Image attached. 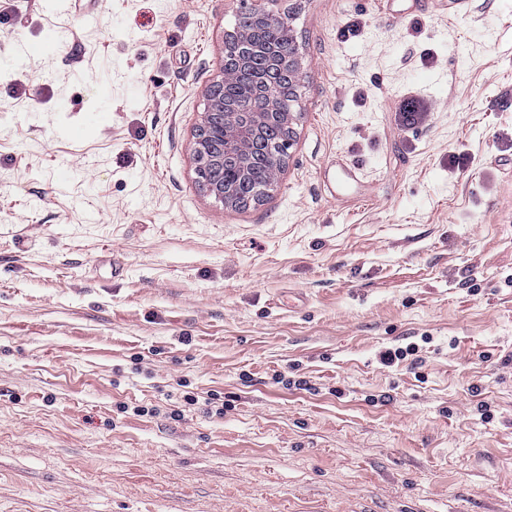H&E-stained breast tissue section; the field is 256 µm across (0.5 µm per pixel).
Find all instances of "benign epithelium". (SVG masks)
<instances>
[{"mask_svg":"<svg viewBox=\"0 0 512 512\" xmlns=\"http://www.w3.org/2000/svg\"><path fill=\"white\" fill-rule=\"evenodd\" d=\"M236 39L230 48L240 65H250L254 80L265 82L263 70L247 52L250 32L235 28ZM288 74L300 76L302 60L295 44H290L285 56ZM234 76L231 65L223 69L222 77L208 90L207 105L201 113L192 142L195 172L201 189L226 209H236L261 201V196L247 182L250 169L269 165L273 172L281 170L293 137L294 112L283 111L278 102L269 96L256 104L242 107L224 100V82ZM237 172L238 179L224 182V167Z\"/></svg>","mask_w":512,"mask_h":512,"instance_id":"7a95c632","label":"benign epithelium"}]
</instances>
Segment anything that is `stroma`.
<instances>
[{
    "label": "stroma",
    "mask_w": 512,
    "mask_h": 512,
    "mask_svg": "<svg viewBox=\"0 0 512 512\" xmlns=\"http://www.w3.org/2000/svg\"><path fill=\"white\" fill-rule=\"evenodd\" d=\"M258 3L294 141L227 209ZM0 512H512V0H0ZM247 13H242L239 18L235 22V32H236V39L232 45L228 47V44H224V58H225V50L228 49H235V59L240 62V66L244 65H250L252 66V69L254 70L255 76L253 77L256 81L257 85H262L264 82H266L264 77V72L259 66L256 65L253 57L251 54L247 52V47H249L250 44V32L247 29L239 28L237 27V22L241 26H247L248 25V17ZM287 23H278L275 26H270L263 32L262 38L264 41L271 43L282 51L288 50V55L285 56V65L288 67V75L300 77L302 70V60L298 53L293 36L290 34ZM290 45V46H289ZM233 76L234 67L226 65L221 79L208 90L207 105L192 142L199 186L227 209L261 201L262 197L250 190L247 182L251 168L271 166L274 176L270 183H275L287 157L296 120L294 112L283 111L277 101L263 93L259 94L266 96L248 107L225 102L226 96L239 100L251 96L250 83L243 77L224 89V82ZM275 147L279 148V153L271 155ZM224 166L237 172L238 179L234 183H224L230 177ZM299 85L300 81L288 82V78H276L269 84L268 92L286 107L289 103L293 106L298 98Z\"/></svg>",
    "instance_id": "1"
}]
</instances>
